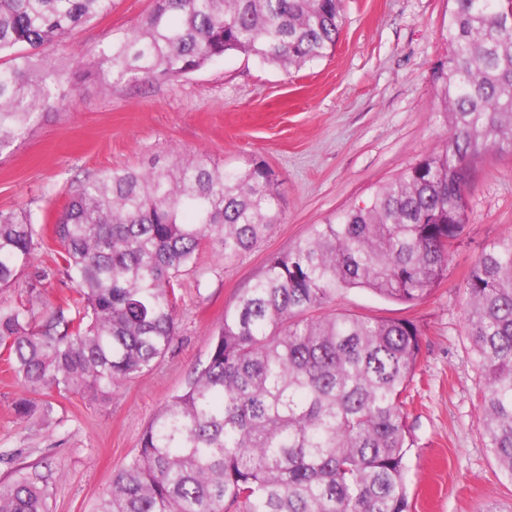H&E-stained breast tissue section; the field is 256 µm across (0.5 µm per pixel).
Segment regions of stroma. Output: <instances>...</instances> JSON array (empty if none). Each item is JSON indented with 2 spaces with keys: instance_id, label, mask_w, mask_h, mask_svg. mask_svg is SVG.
I'll use <instances>...</instances> for the list:
<instances>
[{
  "instance_id": "35a3bbf8",
  "label": "stroma",
  "mask_w": 512,
  "mask_h": 512,
  "mask_svg": "<svg viewBox=\"0 0 512 512\" xmlns=\"http://www.w3.org/2000/svg\"><path fill=\"white\" fill-rule=\"evenodd\" d=\"M152 0H113L111 11L63 42L77 63L76 99L42 112L0 148V212H31L40 230L36 263L52 264L54 226L85 177L124 166L201 155L227 167L269 165L282 217L251 251L227 259L204 248L182 277L177 334L148 372L111 398L60 399L51 424L16 420L22 384L0 368V478L26 465L51 472V512H93L114 471L135 454L148 422L207 359L224 310L267 259L313 225L368 199L450 135L434 88L448 57L450 0H343L335 50L286 70L230 53L173 80L113 87L84 72ZM468 220L448 272L414 307L353 288L336 311L408 317L422 350L407 389L414 440L408 490L415 512H512V480L483 435L482 373L468 339L466 277L481 252L512 234V150L473 163Z\"/></svg>"
}]
</instances>
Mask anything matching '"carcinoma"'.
Returning <instances> with one entry per match:
<instances>
[{"label": "carcinoma", "mask_w": 512, "mask_h": 512, "mask_svg": "<svg viewBox=\"0 0 512 512\" xmlns=\"http://www.w3.org/2000/svg\"><path fill=\"white\" fill-rule=\"evenodd\" d=\"M112 0H0V146L73 90L54 48ZM341 0H153L92 68L114 85L185 76L229 52L285 69L335 49ZM435 73L444 146L367 200L271 255L224 310L206 364L159 411L94 512H411L404 394L421 355L408 318L336 314L348 288L416 305L448 271L467 221L461 180L512 147V9L453 0ZM277 176L202 156L172 168L86 177L54 227L53 265L34 261L31 213H0V354L32 397L16 419L51 422L54 399L106 397L151 370L177 330L181 273L210 244L230 259L280 219ZM73 297L42 292L53 279ZM468 338L483 373L482 425L512 479V235L466 282ZM0 512H50L46 476L0 480Z\"/></svg>", "instance_id": "1"}]
</instances>
